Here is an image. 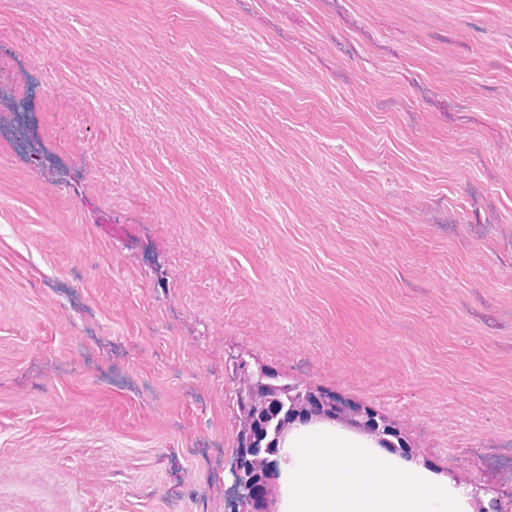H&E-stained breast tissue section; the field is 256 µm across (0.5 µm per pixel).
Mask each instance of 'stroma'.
<instances>
[{"label":"stroma","instance_id":"1","mask_svg":"<svg viewBox=\"0 0 512 512\" xmlns=\"http://www.w3.org/2000/svg\"><path fill=\"white\" fill-rule=\"evenodd\" d=\"M0 512H225L243 352L512 488V0H0Z\"/></svg>","mask_w":512,"mask_h":512}]
</instances>
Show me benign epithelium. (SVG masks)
Instances as JSON below:
<instances>
[{"label": "benign epithelium", "mask_w": 512, "mask_h": 512, "mask_svg": "<svg viewBox=\"0 0 512 512\" xmlns=\"http://www.w3.org/2000/svg\"><path fill=\"white\" fill-rule=\"evenodd\" d=\"M229 369L235 379L234 394L241 412V426L237 437V450L228 464L230 484L225 489L227 512H277L280 499L271 494H260L257 488L267 482L265 477L255 480L245 467L246 456L256 442L251 412L259 407L257 394L271 377V369L259 363L253 365L238 355L230 356ZM294 394L290 396L288 412L307 409L289 419L288 429L275 437L276 447L266 449L271 458L270 480L280 484L281 466L288 463L285 442L288 435L301 427L331 425L355 434L363 433L371 438L381 450L399 457L407 463L432 468L431 462L408 446V440L396 423L385 416L359 406H345L347 398L339 393L319 390L305 384H292ZM465 495L472 512H512V492L505 494L499 487L479 480L465 483Z\"/></svg>", "instance_id": "1"}]
</instances>
